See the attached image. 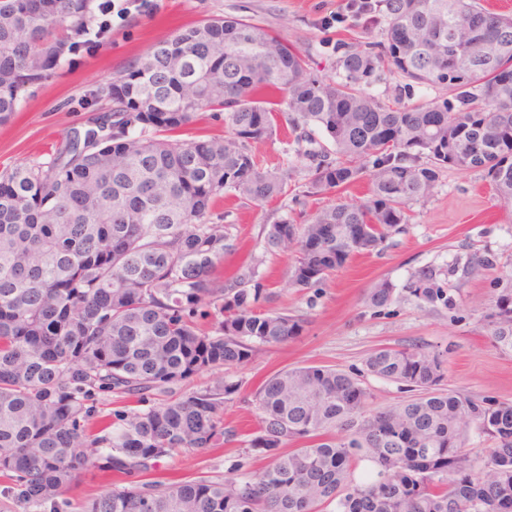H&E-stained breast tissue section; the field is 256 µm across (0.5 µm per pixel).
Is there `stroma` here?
<instances>
[{"label":"stroma","instance_id":"35a3bbf8","mask_svg":"<svg viewBox=\"0 0 512 512\" xmlns=\"http://www.w3.org/2000/svg\"><path fill=\"white\" fill-rule=\"evenodd\" d=\"M346 0H154L150 9L113 19L112 28L89 50L67 55L53 74L24 95L10 121L0 124V171L16 164L43 161L69 136L90 128L107 101L87 105L91 90L107 86L152 44L178 29L216 16L248 19L279 34L287 43L319 61L320 74L332 78L336 41L367 39L357 27H321L323 18L343 11ZM286 125L256 144L269 166L288 161L296 170L283 198L256 204L233 196L217 200L213 220L229 234L220 275L256 264L269 296L263 310L303 318L301 334L276 347L260 348L253 359L233 368L209 369L173 383L178 394L238 383L224 404V438L208 453L178 452L165 458L154 477L185 481L200 476L234 479L265 467L245 451L247 433L256 428L253 404L257 387L274 373L295 366L320 365L359 378L370 394L371 409L382 410L412 397L406 385L368 373L365 361L379 347L420 346L446 354L447 387L479 398L512 403V354L491 340L486 316L492 300L512 280V213L504 210L481 172L442 170L432 196L411 205L410 221L376 251L355 256L307 289L290 284L295 247L267 250L265 225L284 218L302 223L317 208L368 195L367 179L337 194L305 196L308 162L297 156ZM488 260L483 275L470 276L472 258ZM433 272L454 299L450 307L397 298L374 308L365 301L371 283L385 279L403 289Z\"/></svg>","mask_w":512,"mask_h":512}]
</instances>
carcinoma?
<instances>
[{
  "instance_id": "carcinoma-1",
  "label": "carcinoma",
  "mask_w": 512,
  "mask_h": 512,
  "mask_svg": "<svg viewBox=\"0 0 512 512\" xmlns=\"http://www.w3.org/2000/svg\"><path fill=\"white\" fill-rule=\"evenodd\" d=\"M95 0H0V123L26 88L77 49ZM324 25L376 29L375 41L336 42V78L263 27L218 17L175 31L91 93L113 107L44 162L0 173V474L25 512H63V493L87 471L115 475L84 512H503L512 503V403L445 387L444 359L422 348L380 347L367 371L418 394L367 408L358 379L325 366L268 377L254 393L259 421L248 451L268 460L232 481L143 482L177 451L204 453L224 436L221 415L238 384L163 402L167 385L250 361L257 345L300 335L304 320L254 309L255 266L214 274L229 248L211 203L226 193L255 203L285 193L288 170L268 169L252 144L278 126L277 92L309 149L306 193L339 191L369 173V197L327 205L305 224L264 227L265 243L293 242L296 288H310L407 223L442 169L478 170L512 206V16L479 0H347ZM398 77L395 104L374 85ZM445 95L414 103L415 88ZM224 112L222 138L169 140L203 111ZM319 131L330 147H314ZM416 300L448 307L433 274L411 282ZM395 297L388 280L369 303ZM201 304L223 316L199 331ZM487 325L512 353V289ZM139 410L96 419L109 396ZM352 431L344 441L332 435ZM478 430L482 457L467 448ZM298 447L283 451V448ZM372 476L354 481L359 462Z\"/></svg>"
}]
</instances>
